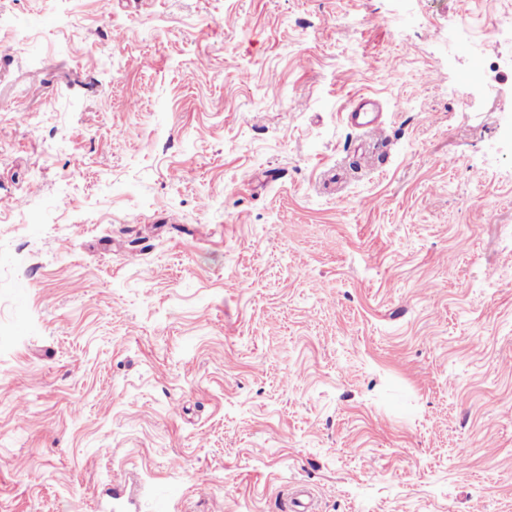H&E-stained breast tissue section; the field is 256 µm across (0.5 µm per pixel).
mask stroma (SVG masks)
<instances>
[{
  "instance_id": "obj_1",
  "label": "stroma",
  "mask_w": 512,
  "mask_h": 512,
  "mask_svg": "<svg viewBox=\"0 0 512 512\" xmlns=\"http://www.w3.org/2000/svg\"><path fill=\"white\" fill-rule=\"evenodd\" d=\"M506 9L0 0V512H512ZM377 102L368 96H361L348 110L347 121L350 125L365 132H375L380 126Z\"/></svg>"
}]
</instances>
